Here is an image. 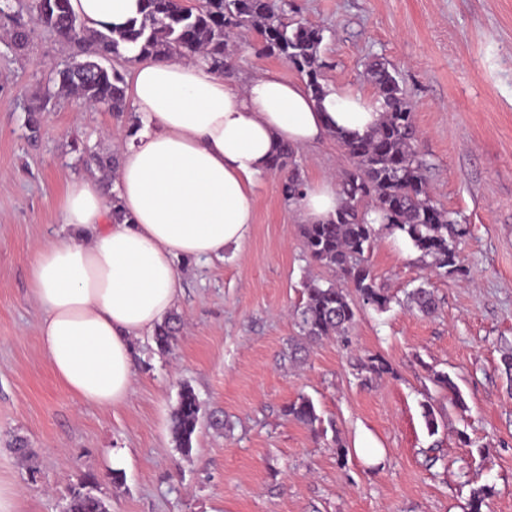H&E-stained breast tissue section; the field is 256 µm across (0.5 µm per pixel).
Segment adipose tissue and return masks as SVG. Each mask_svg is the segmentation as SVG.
<instances>
[{"instance_id":"obj_1","label":"adipose tissue","mask_w":512,"mask_h":512,"mask_svg":"<svg viewBox=\"0 0 512 512\" xmlns=\"http://www.w3.org/2000/svg\"><path fill=\"white\" fill-rule=\"evenodd\" d=\"M70 4L87 24L113 30L141 8L140 0ZM127 95L141 127L119 149L114 183L68 180L62 234L38 247L30 269L53 374L75 399L103 408L131 392L132 339L151 334L180 298L176 259H220L248 236L254 187L275 145L304 147L336 129L363 135L383 117L380 102L348 88L317 101L279 75L230 82L200 61L132 58ZM112 193L126 213L120 223ZM341 204L334 180L310 182L300 220L322 223Z\"/></svg>"}]
</instances>
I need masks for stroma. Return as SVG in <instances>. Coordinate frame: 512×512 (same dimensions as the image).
I'll return each mask as SVG.
<instances>
[{"label": "stroma", "mask_w": 512, "mask_h": 512, "mask_svg": "<svg viewBox=\"0 0 512 512\" xmlns=\"http://www.w3.org/2000/svg\"><path fill=\"white\" fill-rule=\"evenodd\" d=\"M294 3L324 30L328 86L370 97L366 63L380 58L395 71L430 191L467 227L458 242L466 274L441 273L380 233L368 260L396 303L383 312L359 306L346 338L292 357V313L306 281L334 274L304 252L298 209L270 174L254 188V222L239 247L220 260H178L183 324L171 350L134 339L126 402L78 401L40 350L43 313L29 270L36 247L61 231L67 179L88 172L73 144L111 152L125 122L64 96L43 112L41 136L29 138L26 113L69 55L41 30L16 52L11 23L0 22V485L15 489L14 512H65L85 475L110 512H465L483 485L493 488L491 512H512V385L501 365L512 349V0ZM258 47L240 31L237 78L267 71L298 80ZM296 160L307 182L351 167L329 135ZM424 280L438 304L431 316L403 302ZM373 355L390 371L366 382L361 366ZM438 372L457 383L465 409L449 402ZM184 384L201 403L186 453L172 433ZM302 394L322 419L317 429L283 412ZM427 402L441 416L434 435ZM215 416L224 428L211 426ZM17 435L31 457L14 453ZM362 446L377 458L360 455Z\"/></svg>", "instance_id": "1"}]
</instances>
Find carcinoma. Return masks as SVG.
Wrapping results in <instances>:
<instances>
[{
    "mask_svg": "<svg viewBox=\"0 0 512 512\" xmlns=\"http://www.w3.org/2000/svg\"><path fill=\"white\" fill-rule=\"evenodd\" d=\"M142 16L131 20L121 31L91 28L71 11L70 0H0V18L16 21L26 13L62 45L77 47L75 59L54 70L53 84L58 92L45 90L42 104L27 111L25 126L32 136L41 130V112L58 94H75L94 107L117 117L132 113L126 96V80L116 68L102 65L127 59L129 48L141 57L202 59L229 77L234 71L230 42L237 32L254 31L258 53L273 56L299 73L312 97L319 101L327 94L324 82L326 62L321 57L323 29L299 19H288L293 11L290 0L275 8L269 0H142ZM366 76L381 102L382 122L363 136L337 130L333 137L352 161L339 187L343 205L324 224L301 225L303 249L308 257L337 272L353 288L363 304L377 311L389 308L393 297L377 283L368 263L372 243L381 231L405 234L422 256L447 273H464L457 252V240L466 229L451 218L431 197L426 182L427 163L415 149L417 128L411 105L389 65L374 60L366 66ZM85 163L104 173L118 167L110 153L89 152ZM269 173L281 180L283 198L299 203L304 191L296 161V147L279 143L267 162ZM380 217L376 226L367 220L370 213ZM418 310L430 314L435 309L433 293L418 286L408 293ZM296 324L311 343L344 337L355 322L356 310L347 289L332 281L306 283L302 301L294 311ZM181 320L167 317L157 326L154 342L166 352L177 341ZM435 381L455 404L465 406L453 379L435 373ZM201 404L187 385L179 390L178 407L172 416L177 447L187 452L200 419ZM288 416L309 427L321 422L313 401L300 396L285 409ZM492 489L471 490L468 512H484ZM69 512H107L102 498L84 483L73 493Z\"/></svg>",
    "mask_w": 512,
    "mask_h": 512,
    "instance_id": "cac0c4a2",
    "label": "carcinoma"
}]
</instances>
